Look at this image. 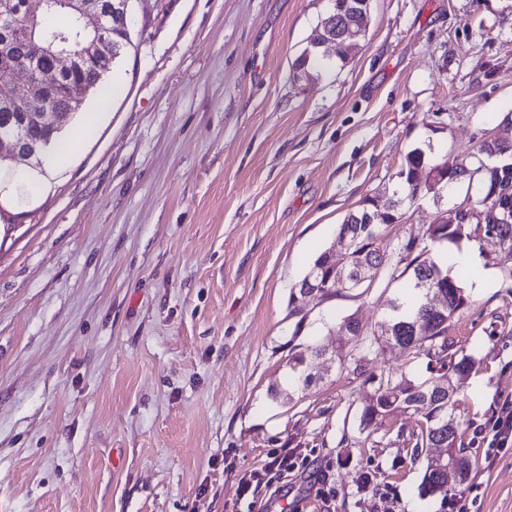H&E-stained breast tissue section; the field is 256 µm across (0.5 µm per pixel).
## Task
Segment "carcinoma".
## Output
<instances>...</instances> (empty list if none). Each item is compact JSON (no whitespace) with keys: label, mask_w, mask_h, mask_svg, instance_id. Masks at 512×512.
<instances>
[{"label":"carcinoma","mask_w":512,"mask_h":512,"mask_svg":"<svg viewBox=\"0 0 512 512\" xmlns=\"http://www.w3.org/2000/svg\"><path fill=\"white\" fill-rule=\"evenodd\" d=\"M12 11L15 15V24L21 28L33 30L35 39L48 42L57 39L63 34L69 42L66 48H74L77 44V26L71 11L62 0H55L50 19L65 17L60 24H50L33 19L27 15L24 6L25 0H11ZM337 7L332 13L342 15L351 22L365 27L370 17V0H335ZM106 50L110 53L112 61L122 57L132 46V37L126 19L116 17L112 21V28L107 36ZM34 56L30 50L21 47L9 48L0 46V81L11 77L21 69L34 67ZM324 66L322 57L317 55L315 43L305 47L296 60V67L308 74L319 71ZM102 79L99 61L87 59L76 61L71 68L59 72L54 82L44 91L43 106L29 105L27 107L11 103L9 105L0 101V115L9 112L17 119L29 118L27 149L31 155L33 167L38 168L42 159L48 154L52 146L63 136L64 131L73 119L79 106H70V101L80 94H85L96 88ZM498 145L494 142L484 141L477 150L475 171L478 172L480 183L489 186L493 181L502 184L512 183V163L483 166V160L491 157ZM426 153L421 148L410 151L405 158L401 172L405 176L399 177L391 195L397 199L411 201L417 196V187L412 185L411 173L425 162ZM495 201L489 199L484 192L468 204V210L475 212L476 224L487 226L486 236L500 241V244L512 246V224L494 223ZM439 228L431 224L419 227L417 234L397 242L391 251L387 252L380 247L381 225L350 224L343 221L338 225L335 239L341 240L349 235L354 244L346 255L345 266L352 268L363 260L362 254L368 252L379 257H387L381 279L393 283L408 277L413 290L417 295V303L407 306L401 298H393L395 307L387 308L381 319L377 322L371 336L358 339L362 350L384 352L390 347H399L405 353V366H410L418 358H426L432 365L436 374L425 380H410L408 386L395 392L397 382L389 375L380 374L372 381L373 388L369 403L363 408L360 416L362 430L366 431L374 425L384 421L389 415L398 411H410L421 417L422 424L415 434L414 456L423 457L424 472L421 482V493L432 494L437 485L448 480V473L441 469V465L434 461L430 455L423 454L427 448L437 447L441 440L446 442V458H466L465 471L461 473L457 485L466 483L471 476L477 460L467 454V449L457 445L459 426L448 413L455 409L456 398L452 389V376L467 370L471 358L463 356L456 358L448 353V327L457 314L468 302L463 288L456 278L448 276V287L441 289L443 293L442 309L433 311L428 306L426 295L428 289L418 287L420 277H429L433 270L439 268L430 254L429 244L437 240ZM324 276L330 279L331 290L321 296L323 300H331L346 295L357 289L356 284H342L332 275V268L324 271ZM321 356V348L317 345H308L304 351L293 356L288 361L289 377L302 381L306 387L315 383L310 372L313 359Z\"/></svg>","instance_id":"cac0c4a2"}]
</instances>
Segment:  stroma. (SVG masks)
<instances>
[{"label":"stroma","instance_id":"1","mask_svg":"<svg viewBox=\"0 0 512 512\" xmlns=\"http://www.w3.org/2000/svg\"><path fill=\"white\" fill-rule=\"evenodd\" d=\"M332 7L135 4L132 47L72 122L96 128L0 211V512H512V447L475 437L512 399V259L476 226L455 247L496 286L448 330L474 361L454 417L479 456L455 495L420 494L417 416L362 432L355 374L318 360L312 387L287 383L292 349H334L343 316L374 326L400 289L291 300L344 216L412 149L468 166L512 141V0H371L352 58L296 77ZM469 193L421 194L383 246ZM280 448L297 468L238 500Z\"/></svg>","mask_w":512,"mask_h":512}]
</instances>
